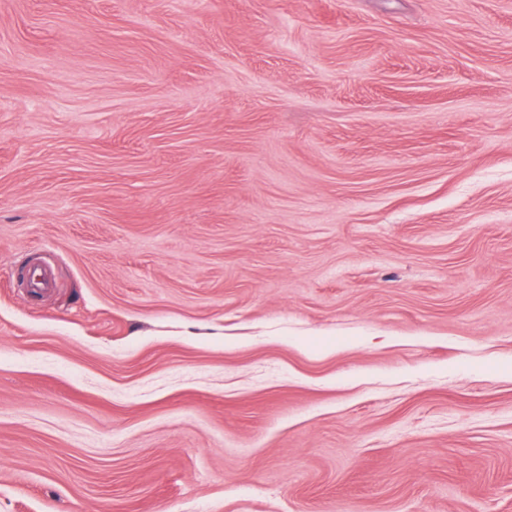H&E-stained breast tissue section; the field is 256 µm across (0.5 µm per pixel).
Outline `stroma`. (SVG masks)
<instances>
[{"label": "stroma", "instance_id": "obj_1", "mask_svg": "<svg viewBox=\"0 0 512 512\" xmlns=\"http://www.w3.org/2000/svg\"><path fill=\"white\" fill-rule=\"evenodd\" d=\"M0 512H512V0H0Z\"/></svg>", "mask_w": 512, "mask_h": 512}]
</instances>
